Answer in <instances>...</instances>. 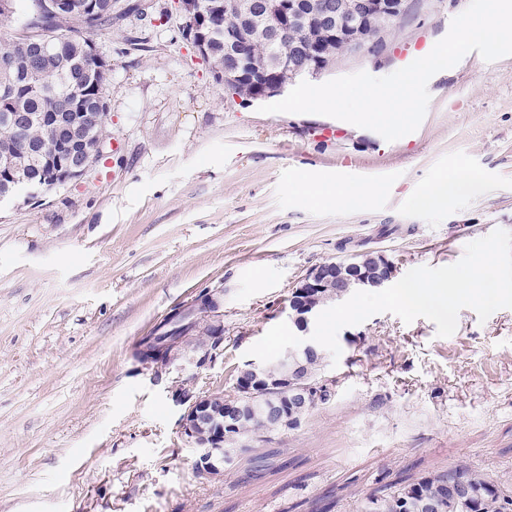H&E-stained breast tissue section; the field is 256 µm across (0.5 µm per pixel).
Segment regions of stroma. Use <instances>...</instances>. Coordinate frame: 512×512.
Here are the masks:
<instances>
[{"instance_id": "stroma-1", "label": "stroma", "mask_w": 512, "mask_h": 512, "mask_svg": "<svg viewBox=\"0 0 512 512\" xmlns=\"http://www.w3.org/2000/svg\"><path fill=\"white\" fill-rule=\"evenodd\" d=\"M469 2L408 0L387 52L341 55L314 83L428 55ZM185 25L173 0H112L90 35L112 67L108 145L80 179L0 206V512H363L398 477L460 467L512 491V309L483 323L463 309L448 338L390 313L342 328L331 401L298 429L243 435L219 478L196 473L181 422L291 346L289 299L316 264L379 252L402 276L512 232V56L435 73L420 126L389 142L227 99ZM332 123L340 142L321 136ZM457 172L471 191L416 208ZM306 182L377 190L343 208ZM216 288L219 349L188 335L175 361H140L174 309Z\"/></svg>"}]
</instances>
